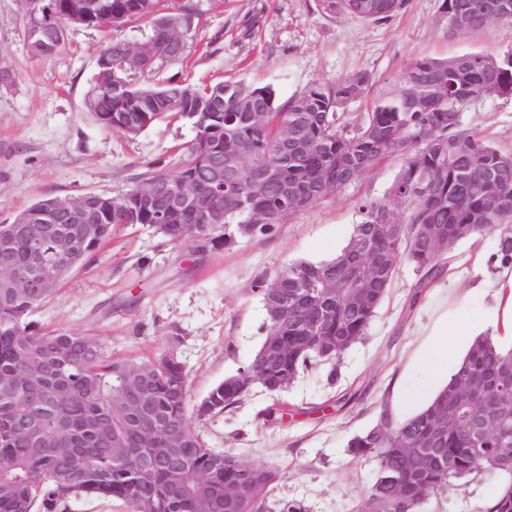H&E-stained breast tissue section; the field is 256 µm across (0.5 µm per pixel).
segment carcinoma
I'll list each match as a JSON object with an SVG mask.
<instances>
[{
	"label": "carcinoma",
	"instance_id": "1",
	"mask_svg": "<svg viewBox=\"0 0 512 512\" xmlns=\"http://www.w3.org/2000/svg\"><path fill=\"white\" fill-rule=\"evenodd\" d=\"M85 0H56L55 17L42 27L39 58L56 54L55 26L118 29L135 19L150 21L138 44L145 52L130 63L128 41L109 37L98 61L112 73L111 81H93L85 110L95 122L115 133L134 137L178 113L196 129L172 170H149L144 184L112 196L103 215L101 237L85 245L81 265L124 224H149L167 242L186 240L199 252L227 238L273 235L282 220L335 195L363 179L382 159L397 155L401 168L387 195L356 206L353 232L335 256L295 260L272 279L255 284L269 321L251 359L237 373L211 388L189 407V375L184 364L168 353L152 361L112 359L95 336L66 328L44 329L29 321L45 298L40 288L15 292L0 288V512H70L72 499L89 496L116 499L136 510L146 494L155 497L159 512H308L296 500L271 496L279 481L274 468L210 447L192 426L191 416L214 417L241 403L252 385L260 384L272 403L258 413L268 426L288 415L290 404L280 395L301 374L334 364L362 338L381 306L402 261L412 264L426 288L443 278L442 257L459 241L496 235L491 259L512 268V151L492 146L462 125L463 109L480 97H512V48L498 54L470 52L445 59L412 61L388 87L371 98L363 116L350 120L345 106L369 94L371 74L355 72L333 85H316L276 105L269 87L225 81L195 87L169 82L147 83L156 65L185 57L186 43L170 33L179 24L190 28L189 9L158 15L161 0H100V10L84 13ZM409 0H319L323 14L350 15L373 23L386 22ZM486 23L512 27V0H443L448 31L474 35L484 31L474 22L490 8ZM470 21L465 26L461 19ZM251 151L238 172L224 176L225 189L240 206H224L212 189L213 171L238 141ZM276 167L291 194L278 184L258 188L255 174ZM180 181L196 186L194 201L172 211L162 187ZM160 187L147 202L141 195ZM222 212L213 224L212 213ZM30 235L17 234L12 251L24 270ZM369 283L367 299L358 306L347 298L358 278ZM276 346V359L264 369L260 353ZM44 365L35 385L26 382L25 354ZM150 370L153 408L182 431L184 444L173 453L184 461L185 484L173 487L162 468L146 475L139 458L150 442L131 429L130 415L115 408L112 396L125 377ZM477 379L492 397L478 404L465 382ZM448 405V425L436 430L434 413ZM484 410V434L469 431L470 416ZM55 414L69 417L73 437L85 449L64 455L44 432L24 420L47 421ZM126 434L131 455L109 457L112 435ZM354 457L376 462L372 484L351 512H416L429 496L442 494L455 482L498 472L505 477L483 512H512V346L503 347L490 335L476 336L447 383L411 416L398 421L387 403L375 423L348 443ZM262 470L266 480L251 497L229 503L224 489L251 482Z\"/></svg>",
	"mask_w": 512,
	"mask_h": 512
}]
</instances>
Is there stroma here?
I'll return each instance as SVG.
<instances>
[{
	"label": "stroma",
	"mask_w": 512,
	"mask_h": 512,
	"mask_svg": "<svg viewBox=\"0 0 512 512\" xmlns=\"http://www.w3.org/2000/svg\"><path fill=\"white\" fill-rule=\"evenodd\" d=\"M442 0H410L384 23L324 15L318 0H166L165 12L190 7V55L163 64L154 81L192 85L243 81L271 87L285 104L312 85H330L365 71L386 86L413 60L512 48V28L493 25L478 35L448 33ZM106 41L99 29L70 26L60 51L32 57L21 0H0V224L47 195H117L146 171L174 169L195 129L160 121L127 139L99 126L85 95ZM464 126L512 150V98L483 97L462 115ZM401 165L380 161L362 180L292 217L270 237L234 238L200 253L193 242L174 246L147 226L122 225L83 265L71 270L31 319L44 328H69L99 338L116 358L148 360L175 351L190 374L189 401L237 373L266 334V313L254 291L296 259L319 261L347 243L356 204L384 197ZM494 235L464 240L451 252L449 271L418 288L413 266L401 263L366 336L327 369L300 376L284 398L298 407L278 427L257 417L271 403L253 385L237 408L194 420L211 447L231 450L280 473L275 498L296 499L309 512H350L369 489L375 465L347 445L371 427L382 401L396 419L415 412L443 386L472 340L491 332L512 344V329L488 288ZM458 326L451 342L436 336L440 319ZM503 481L497 473L431 496L419 512H480Z\"/></svg>",
	"instance_id": "stroma-1"
}]
</instances>
